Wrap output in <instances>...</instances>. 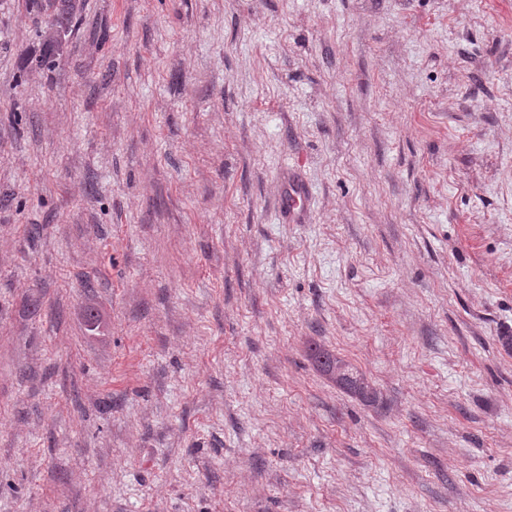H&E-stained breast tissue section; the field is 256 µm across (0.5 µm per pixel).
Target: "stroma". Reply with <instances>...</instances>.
Wrapping results in <instances>:
<instances>
[{"mask_svg":"<svg viewBox=\"0 0 512 512\" xmlns=\"http://www.w3.org/2000/svg\"><path fill=\"white\" fill-rule=\"evenodd\" d=\"M26 2L0 512H512V0ZM78 0H29L33 11L52 16L58 28H63L79 10ZM50 12V14H49ZM309 350L321 371L336 382L338 387L367 403H374L379 399L377 389L343 358L316 343L311 344Z\"/></svg>","mask_w":512,"mask_h":512,"instance_id":"obj_1","label":"stroma"}]
</instances>
